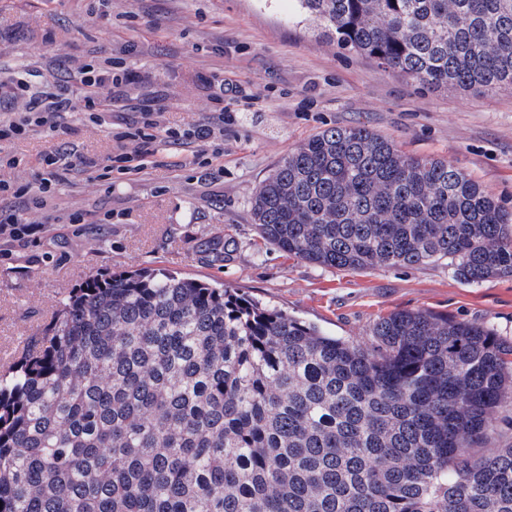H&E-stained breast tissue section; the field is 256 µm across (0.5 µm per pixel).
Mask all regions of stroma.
<instances>
[{"mask_svg": "<svg viewBox=\"0 0 512 512\" xmlns=\"http://www.w3.org/2000/svg\"><path fill=\"white\" fill-rule=\"evenodd\" d=\"M121 62L110 125L92 122L73 76L83 65ZM24 73L31 91L67 98L70 134L36 132L6 145L21 165L0 175L19 185L45 176L43 153H81L58 170L59 191L40 210L0 199V213L39 224L27 244L0 250V352L35 344L59 301L96 274L163 268L224 284L363 342L374 322L429 310L485 324L512 340V278L456 280L445 264L353 272L314 265L264 242L251 201L274 166L322 130L364 124L409 155L448 160L512 210V88L434 89L318 35L296 0H0V80ZM228 80L255 98L225 99ZM163 105L188 128L216 108L234 117L208 145L209 166L171 146L161 167L116 189L91 180L111 154L112 132ZM111 223H103L104 213Z\"/></svg>", "mask_w": 512, "mask_h": 512, "instance_id": "stroma-1", "label": "stroma"}]
</instances>
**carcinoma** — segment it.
Here are the masks:
<instances>
[{
    "label": "carcinoma",
    "mask_w": 512,
    "mask_h": 512,
    "mask_svg": "<svg viewBox=\"0 0 512 512\" xmlns=\"http://www.w3.org/2000/svg\"><path fill=\"white\" fill-rule=\"evenodd\" d=\"M297 2L425 85L512 86V0ZM251 211L311 264L512 277V210L363 125L288 153ZM509 407L484 324L397 311L357 343L192 277L96 275L0 371V512H512Z\"/></svg>",
    "instance_id": "1"
}]
</instances>
